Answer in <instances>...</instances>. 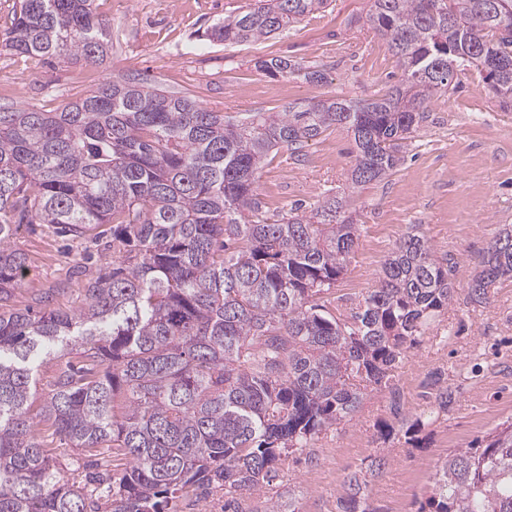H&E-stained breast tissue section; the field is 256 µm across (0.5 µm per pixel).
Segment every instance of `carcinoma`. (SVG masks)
Masks as SVG:
<instances>
[{
  "label": "carcinoma",
  "mask_w": 512,
  "mask_h": 512,
  "mask_svg": "<svg viewBox=\"0 0 512 512\" xmlns=\"http://www.w3.org/2000/svg\"><path fill=\"white\" fill-rule=\"evenodd\" d=\"M95 0H21L5 29L15 55L97 62L109 21ZM328 0H256L206 33L226 45L266 39ZM363 24L384 37L403 79L357 104L313 97L237 117L144 81H106L57 112L0 109V512H179L224 491V512H296L293 499L244 511L292 455L390 386L407 349L454 299L452 268L407 233L355 310L328 292L357 227L328 196L308 215L271 220L255 189L270 153L295 154L332 126L353 136L355 186L401 162L426 103L475 69L512 100V0H369ZM271 77L318 85L324 69L259 60ZM23 224L72 240L112 225V270L81 283L85 304L49 292L12 306L27 257ZM512 279V225L496 235L469 298ZM79 354V363L66 359ZM58 361L38 411L42 365ZM51 423L74 448H113L119 473L60 475L38 438ZM103 487L94 496L88 483ZM337 512H377L368 480L347 476ZM417 512H512V417L437 466Z\"/></svg>",
  "instance_id": "carcinoma-1"
}]
</instances>
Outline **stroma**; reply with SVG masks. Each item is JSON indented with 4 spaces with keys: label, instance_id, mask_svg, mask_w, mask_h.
<instances>
[{
    "label": "stroma",
    "instance_id": "stroma-1",
    "mask_svg": "<svg viewBox=\"0 0 512 512\" xmlns=\"http://www.w3.org/2000/svg\"><path fill=\"white\" fill-rule=\"evenodd\" d=\"M248 2L95 0L97 12L112 21L106 61L60 59L49 67L0 46V108L54 112L114 77L146 78L232 116L280 112L314 96L364 101L398 84L401 72L386 41L363 25L368 0H330L269 39L231 46L205 40L207 30ZM272 57L323 65L327 81L315 86L256 69L257 60ZM403 155L384 179L350 188L354 142L346 129L333 127L300 156L284 147L272 152L256 187L275 220L294 209L310 214L325 196L347 195L359 238L329 294L334 307L358 306L375 288L384 259L413 230L429 239L436 259L454 268L452 303L396 365L390 387L369 392L352 418L314 441L312 461L288 460L263 489L265 499L292 492L298 512H336L347 475L368 470L383 454L388 463L369 485L371 506L415 512L450 450L469 447L512 416V280L490 289L486 301L468 298L489 245L502 225L512 224V104L496 97L478 72H467L432 98L426 122ZM14 244L27 256V272L14 291L18 309L65 279L71 286L52 306L76 309L82 302L79 266L95 272L112 260L103 242L68 245L46 224L21 226ZM438 381L451 387L455 402L433 416ZM420 414L426 421L415 436L384 437L386 425ZM39 433L64 476L94 456L116 471L126 464L108 448L92 453L70 447L48 426Z\"/></svg>",
    "mask_w": 512,
    "mask_h": 512
}]
</instances>
